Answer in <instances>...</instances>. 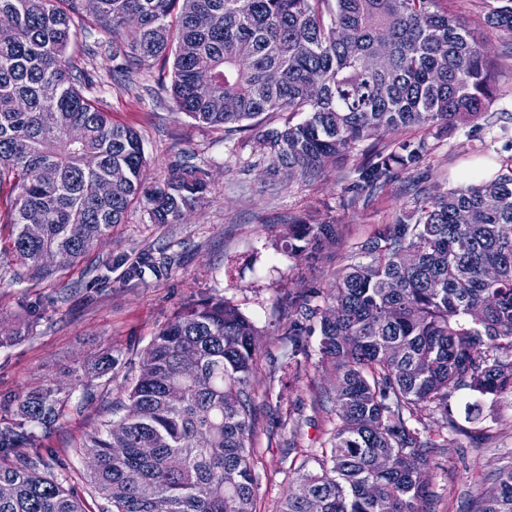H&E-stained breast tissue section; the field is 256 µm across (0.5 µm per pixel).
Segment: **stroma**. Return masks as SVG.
<instances>
[{
  "label": "stroma",
  "instance_id": "35a3bbf8",
  "mask_svg": "<svg viewBox=\"0 0 512 512\" xmlns=\"http://www.w3.org/2000/svg\"><path fill=\"white\" fill-rule=\"evenodd\" d=\"M446 6L484 45L499 95L480 120L435 139L417 171L400 175L366 209L350 207L344 198L361 149L315 178L268 173L247 146V132L202 125L178 112L157 71L135 72L126 84L115 79L112 45L127 40L128 26L88 34L72 47L81 89L104 103L114 123L139 133L145 183L162 181L169 166L186 157L208 184L196 209L174 224L151 223L142 204L131 205L105 239L49 280L34 278L19 264L12 227L0 223V322L13 324L24 317L26 303L39 305L31 331L0 347V427L15 421L25 392L47 384L69 387L82 364L103 351L116 359L92 401L73 393L65 416L38 433L39 447L59 457L90 512H101L105 502L91 492L81 439L123 396L154 335L184 306L211 297L238 306L261 331L252 377L258 395L252 440L257 512H277L295 469L311 451L328 447L336 422L334 376L320 363L318 336L308 337L297 352L285 339L289 296L328 288L358 246L410 206L403 185L449 188L491 176L512 158V41L485 24L479 0H447ZM301 217L344 225L335 255L307 264L279 251L288 222ZM165 256L172 263L161 273L129 277L142 258ZM448 406L466 430L443 436L435 449L426 508L469 512L475 500L492 494L495 470L512 465V395L479 399L462 390L452 393Z\"/></svg>",
  "mask_w": 512,
  "mask_h": 512
}]
</instances>
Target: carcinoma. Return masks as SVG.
<instances>
[{"instance_id": "cac0c4a2", "label": "carcinoma", "mask_w": 512, "mask_h": 512, "mask_svg": "<svg viewBox=\"0 0 512 512\" xmlns=\"http://www.w3.org/2000/svg\"><path fill=\"white\" fill-rule=\"evenodd\" d=\"M438 0H0V185L13 183L5 223L13 250L47 280L122 223L134 202L174 224L207 184L188 160L144 187L145 155L131 127L112 123L75 82L69 50L86 29L134 22L115 45L121 70L170 73L178 111L252 132L267 169L313 177L360 143L350 202L368 207L393 175L419 167L431 139L488 111L493 66ZM486 23L512 38V0H483ZM345 37L336 39V29ZM285 115L271 127L262 115ZM422 134L393 149L387 132ZM121 168L103 196L98 184ZM41 217L37 231L27 224ZM343 237L334 221L294 219L281 250L314 260ZM326 291L298 300L284 335H318L335 377L330 451L300 466L278 512H426V472L460 389L512 394V159L402 209L359 246ZM58 257L49 266L44 258ZM260 331L236 305L182 308L153 337L125 400L87 432L92 488L110 512H254L257 428L251 378ZM112 371V353L76 372L82 400ZM68 399L26 394L0 429V512H85L35 449ZM122 448L120 456L113 449ZM470 512H512V467Z\"/></svg>"}]
</instances>
